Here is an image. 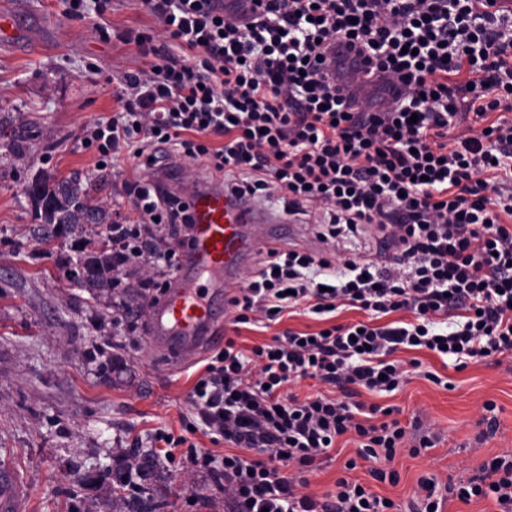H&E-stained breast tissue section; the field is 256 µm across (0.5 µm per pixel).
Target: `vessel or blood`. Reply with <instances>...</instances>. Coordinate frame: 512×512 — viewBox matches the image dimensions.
I'll list each match as a JSON object with an SVG mask.
<instances>
[{"label": "vessel or blood", "instance_id": "b4317fda", "mask_svg": "<svg viewBox=\"0 0 512 512\" xmlns=\"http://www.w3.org/2000/svg\"><path fill=\"white\" fill-rule=\"evenodd\" d=\"M35 25L20 2L9 11H0V45L29 51L34 45L30 31ZM361 68L359 59L348 54L344 45H337L336 81L348 86L353 103L369 98L375 108L387 106L393 92L383 89L378 77L353 82V74ZM190 205L192 247L167 298L153 308L147 336L152 347L184 358L194 357L214 340L215 325L221 318L214 289L236 282L258 252L280 247L295 232L294 225L280 213L231 199L215 185H201L192 194ZM27 498V489L14 469L1 466L0 512H26Z\"/></svg>", "mask_w": 512, "mask_h": 512}]
</instances>
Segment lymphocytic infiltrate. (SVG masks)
<instances>
[{
	"label": "lymphocytic infiltrate",
	"mask_w": 512,
	"mask_h": 512,
	"mask_svg": "<svg viewBox=\"0 0 512 512\" xmlns=\"http://www.w3.org/2000/svg\"><path fill=\"white\" fill-rule=\"evenodd\" d=\"M142 4L164 40L126 36L152 63L127 76L119 112L82 139L96 176L120 177L133 211L112 226L115 287L132 283L149 300L179 268L192 213L163 175L186 162L235 197L307 217L321 244L262 252L230 297L236 327L299 310L325 326L248 351L225 337L190 404L231 450L192 445L188 459L223 482L229 512H394L393 500L344 476L323 497L307 494V474L348 433L379 482H397L398 448L433 447L421 421L402 426L393 407L361 399L395 392L420 368L395 360L399 349L458 371L512 353V16L497 0ZM340 39L396 88L384 111H350L328 77L324 52ZM129 166L138 177H126ZM369 230L392 249L384 261L357 253ZM346 310L368 319L336 323ZM306 378L336 396L287 392ZM451 496L512 512V454L459 484L420 477L410 512H442Z\"/></svg>",
	"instance_id": "lymphocytic-infiltrate-1"
}]
</instances>
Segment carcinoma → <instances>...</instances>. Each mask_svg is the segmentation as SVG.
<instances>
[{
    "label": "carcinoma",
    "instance_id": "1",
    "mask_svg": "<svg viewBox=\"0 0 512 512\" xmlns=\"http://www.w3.org/2000/svg\"><path fill=\"white\" fill-rule=\"evenodd\" d=\"M0 136L8 139L5 146L10 153L25 152L28 130L21 118L0 114ZM26 192L41 223L52 226L57 236H71L84 224L112 223L109 209L91 204V188L78 174L56 178L43 172ZM79 241L82 247L71 279L92 292L112 291V238L101 232L92 241L82 237ZM160 470L158 457L151 451H135L112 465V492L120 494L127 512H160L164 506L156 485Z\"/></svg>",
    "mask_w": 512,
    "mask_h": 512
}]
</instances>
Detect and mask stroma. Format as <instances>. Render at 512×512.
I'll use <instances>...</instances> for the list:
<instances>
[{
	"instance_id": "stroma-1",
	"label": "stroma",
	"mask_w": 512,
	"mask_h": 512,
	"mask_svg": "<svg viewBox=\"0 0 512 512\" xmlns=\"http://www.w3.org/2000/svg\"><path fill=\"white\" fill-rule=\"evenodd\" d=\"M32 7L46 20L44 47L0 51V111L29 125L23 157L0 146V463L27 483V512H112L109 472L119 451L153 450L159 429L185 433L191 389L219 348L205 347L190 361L150 348L146 317L131 328L117 307L119 292L96 295L70 280L71 239L47 253L33 237L38 220L26 186L44 171L93 181L84 128L118 111L125 76L150 64L124 34L151 31L156 22L140 0H107L102 15L83 19L66 16L65 0H32ZM414 356L440 383L415 376L395 396L363 399L400 407L404 423L425 412L437 445L416 457L398 450L394 485L373 482L364 461L351 473L402 507L422 475L454 483L512 453V353L460 372L423 351L400 354ZM488 401L498 423L481 443ZM175 453L161 463L162 512H227L223 484L187 463L185 448Z\"/></svg>"
}]
</instances>
